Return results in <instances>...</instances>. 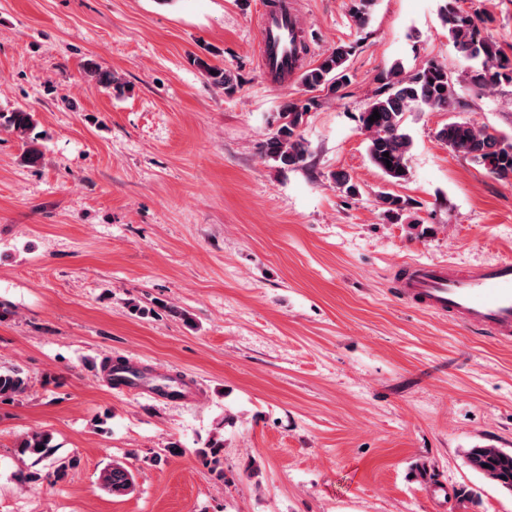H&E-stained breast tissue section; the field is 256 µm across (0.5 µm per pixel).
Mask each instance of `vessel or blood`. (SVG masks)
Returning a JSON list of instances; mask_svg holds the SVG:
<instances>
[{"instance_id":"1","label":"vessel or blood","mask_w":512,"mask_h":512,"mask_svg":"<svg viewBox=\"0 0 512 512\" xmlns=\"http://www.w3.org/2000/svg\"><path fill=\"white\" fill-rule=\"evenodd\" d=\"M258 20L257 54L263 74L275 78L295 72L301 50L293 0L260 7ZM393 280L407 305L499 342H512V258L471 266L409 260L397 267Z\"/></svg>"}]
</instances>
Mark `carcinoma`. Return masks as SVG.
<instances>
[{"mask_svg": "<svg viewBox=\"0 0 512 512\" xmlns=\"http://www.w3.org/2000/svg\"><path fill=\"white\" fill-rule=\"evenodd\" d=\"M442 21L448 26V34L460 58L469 63L465 75L477 87L491 90L503 83L512 84V57L489 31L487 21L454 7L443 9ZM351 47L340 45L326 53L319 63L302 71L301 84L309 92L334 95L350 81L347 62ZM203 68L224 93L232 95L237 90L231 75L218 66L202 60ZM90 74L105 89L120 93L123 84L109 71L94 69ZM378 98L359 115L362 128L368 133V154L372 163L393 181L406 179V156L411 147L409 136L403 132L402 119L406 112L423 106L452 112L455 110L456 92L453 74L448 67L429 61L411 74L403 73L401 66L394 65L382 74ZM316 105L313 97L287 101L279 113V124L268 142L271 159L282 168L298 167L306 159L307 143L300 134V127L309 111ZM379 112L380 119L370 117ZM37 125L34 114L16 108L0 112V128H4L28 145L25 158L35 164L41 160V152L35 146L31 133ZM448 147L463 154L487 172L500 179L512 178V139L488 131L466 120L449 122L439 132ZM389 153L384 157L383 153ZM384 213L397 217L406 209V201L390 192L379 195ZM29 388V377L18 367H0V404H9L24 395ZM56 445L52 434L33 430L25 434L17 445L18 455L37 461L50 459L51 471L43 476L38 471H20L19 480L24 484L37 483L46 478L57 484L68 479L78 467L75 457H55ZM195 455L215 479L224 480V440L211 438L204 446L195 449ZM468 465L486 479L512 491V452L500 448L479 446L466 451ZM100 485L114 495L133 491L135 479L132 470L120 463L105 466L99 474Z\"/></svg>", "mask_w": 512, "mask_h": 512, "instance_id": "1", "label": "carcinoma"}]
</instances>
